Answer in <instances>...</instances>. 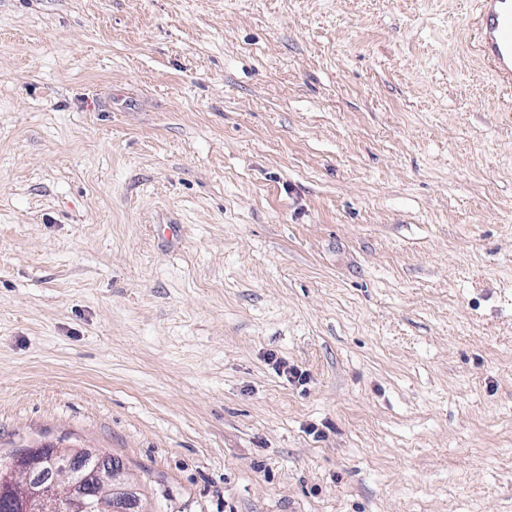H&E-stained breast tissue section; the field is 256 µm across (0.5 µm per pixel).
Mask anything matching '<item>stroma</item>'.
<instances>
[{
	"label": "stroma",
	"instance_id": "1",
	"mask_svg": "<svg viewBox=\"0 0 512 512\" xmlns=\"http://www.w3.org/2000/svg\"><path fill=\"white\" fill-rule=\"evenodd\" d=\"M476 9L0 0V457L95 449L148 512H512Z\"/></svg>",
	"mask_w": 512,
	"mask_h": 512
}]
</instances>
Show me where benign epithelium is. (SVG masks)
Returning a JSON list of instances; mask_svg holds the SVG:
<instances>
[{
	"instance_id": "obj_1",
	"label": "benign epithelium",
	"mask_w": 512,
	"mask_h": 512,
	"mask_svg": "<svg viewBox=\"0 0 512 512\" xmlns=\"http://www.w3.org/2000/svg\"><path fill=\"white\" fill-rule=\"evenodd\" d=\"M0 498L20 512H145L119 461L90 448L44 445L0 465Z\"/></svg>"
}]
</instances>
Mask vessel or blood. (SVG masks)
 <instances>
[{"instance_id": "b4317fda", "label": "vessel or blood", "mask_w": 512, "mask_h": 512, "mask_svg": "<svg viewBox=\"0 0 512 512\" xmlns=\"http://www.w3.org/2000/svg\"><path fill=\"white\" fill-rule=\"evenodd\" d=\"M476 50L496 79L512 89V0H479Z\"/></svg>"}]
</instances>
